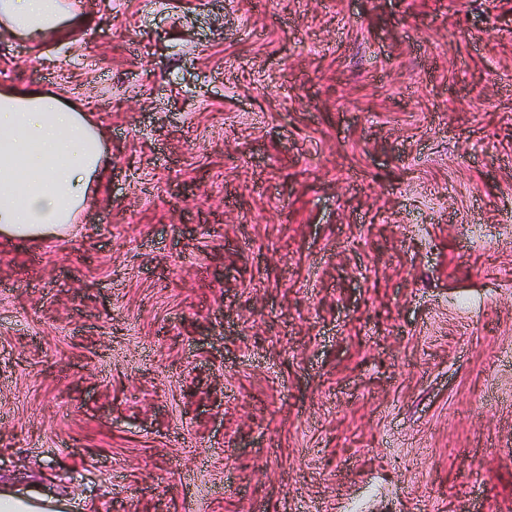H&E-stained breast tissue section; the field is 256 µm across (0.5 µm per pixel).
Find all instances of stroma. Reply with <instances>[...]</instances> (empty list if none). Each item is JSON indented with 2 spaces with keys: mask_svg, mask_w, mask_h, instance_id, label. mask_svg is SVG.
<instances>
[{
  "mask_svg": "<svg viewBox=\"0 0 512 512\" xmlns=\"http://www.w3.org/2000/svg\"><path fill=\"white\" fill-rule=\"evenodd\" d=\"M0 41L112 165L0 238V490L512 512V0H80Z\"/></svg>",
  "mask_w": 512,
  "mask_h": 512,
  "instance_id": "1",
  "label": "stroma"
}]
</instances>
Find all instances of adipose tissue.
Listing matches in <instances>:
<instances>
[{
	"mask_svg": "<svg viewBox=\"0 0 512 512\" xmlns=\"http://www.w3.org/2000/svg\"><path fill=\"white\" fill-rule=\"evenodd\" d=\"M85 17L64 0H0V39L41 45ZM111 159L90 114L39 90L0 88V235L59 237L98 190Z\"/></svg>",
	"mask_w": 512,
	"mask_h": 512,
	"instance_id": "ef3b65f1",
	"label": "adipose tissue"
}]
</instances>
